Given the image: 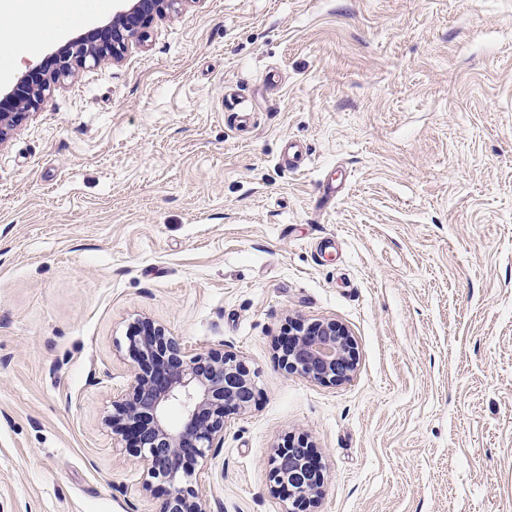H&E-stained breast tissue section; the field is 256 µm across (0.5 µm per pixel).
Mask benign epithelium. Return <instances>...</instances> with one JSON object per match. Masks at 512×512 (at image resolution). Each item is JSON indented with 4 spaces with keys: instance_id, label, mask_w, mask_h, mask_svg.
<instances>
[{
    "instance_id": "7a95c632",
    "label": "benign epithelium",
    "mask_w": 512,
    "mask_h": 512,
    "mask_svg": "<svg viewBox=\"0 0 512 512\" xmlns=\"http://www.w3.org/2000/svg\"><path fill=\"white\" fill-rule=\"evenodd\" d=\"M112 20L93 37L68 40L54 57V68H30L12 88L0 95L19 110L0 109V142L63 83L74 69L118 62L129 46L141 40L147 29L184 3L198 0H114ZM293 337L281 348L280 360L290 372H300L320 384L337 385L348 380L355 368L353 342L334 320L294 322ZM133 370L126 392L112 402L104 425L112 436L129 443L135 456L148 465L150 481L168 486L160 512H202L199 493L192 482L199 461L224 445L226 418L249 407L254 382L242 361L222 350L191 353L165 327L139 319L129 329ZM181 419L169 418L173 407ZM308 444L300 440L274 449L271 457L272 491L283 484H304L293 491V509L303 512L304 499L320 494L318 473L307 456L296 449Z\"/></svg>"
}]
</instances>
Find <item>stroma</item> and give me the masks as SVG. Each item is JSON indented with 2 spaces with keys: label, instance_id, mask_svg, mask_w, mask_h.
I'll return each instance as SVG.
<instances>
[{
  "label": "stroma",
  "instance_id": "35a3bbf8",
  "mask_svg": "<svg viewBox=\"0 0 512 512\" xmlns=\"http://www.w3.org/2000/svg\"><path fill=\"white\" fill-rule=\"evenodd\" d=\"M111 16L60 7L0 81ZM145 317L256 386L198 468L208 512H286L298 436L306 512H512V0H191L27 114L0 143V512H159L102 424ZM292 318L342 325L350 380L284 369ZM297 448H312L308 446L302 440L288 442L283 447H277L274 449V453L271 457V480L273 486L271 489L273 492H277L283 489V484L290 480V483L299 485L305 483L304 487H299L301 491L295 489L291 495L293 497L292 505L293 509H289V512H304L302 510L304 499L306 497H316L320 494V486H318V473L315 469L309 467L307 453L302 457H298L296 454ZM288 470V473H285ZM289 483V484H290Z\"/></svg>",
  "mask_w": 512,
  "mask_h": 512
}]
</instances>
